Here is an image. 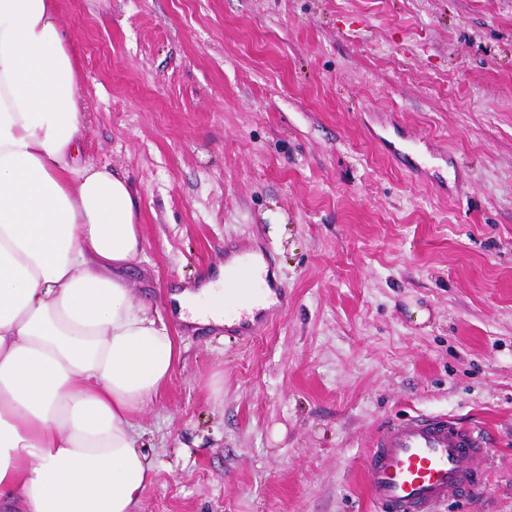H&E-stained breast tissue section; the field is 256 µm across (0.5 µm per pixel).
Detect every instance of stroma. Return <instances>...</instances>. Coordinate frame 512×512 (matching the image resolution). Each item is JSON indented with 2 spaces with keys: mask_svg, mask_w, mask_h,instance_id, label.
Here are the masks:
<instances>
[{
  "mask_svg": "<svg viewBox=\"0 0 512 512\" xmlns=\"http://www.w3.org/2000/svg\"><path fill=\"white\" fill-rule=\"evenodd\" d=\"M84 162L127 177L135 298L179 360L133 420L134 512H373L390 421L484 428L512 512V0H57ZM426 160L429 181L412 172ZM287 306L253 340L168 295L241 253Z\"/></svg>",
  "mask_w": 512,
  "mask_h": 512,
  "instance_id": "1",
  "label": "stroma"
}]
</instances>
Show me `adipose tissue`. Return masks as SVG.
Returning a JSON list of instances; mask_svg holds the SVG:
<instances>
[{"mask_svg":"<svg viewBox=\"0 0 512 512\" xmlns=\"http://www.w3.org/2000/svg\"><path fill=\"white\" fill-rule=\"evenodd\" d=\"M87 114L56 0H0V502L132 512L152 467L132 417L169 379L166 323L136 301L132 184L81 163ZM228 266L172 296L223 325Z\"/></svg>","mask_w":512,"mask_h":512,"instance_id":"obj_1","label":"adipose tissue"}]
</instances>
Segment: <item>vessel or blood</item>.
<instances>
[{
	"instance_id": "vessel-or-blood-1",
	"label": "vessel or blood",
	"mask_w": 512,
	"mask_h": 512,
	"mask_svg": "<svg viewBox=\"0 0 512 512\" xmlns=\"http://www.w3.org/2000/svg\"><path fill=\"white\" fill-rule=\"evenodd\" d=\"M262 293L251 262L235 275L227 310ZM489 460L480 430L445 417L419 414L383 428L365 457L369 494L378 512H437L460 491L480 496Z\"/></svg>"
}]
</instances>
